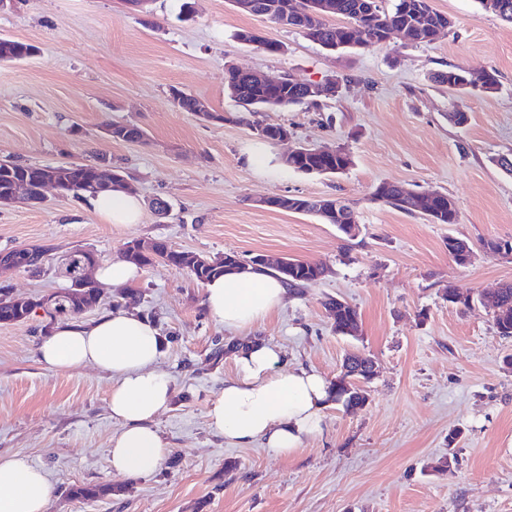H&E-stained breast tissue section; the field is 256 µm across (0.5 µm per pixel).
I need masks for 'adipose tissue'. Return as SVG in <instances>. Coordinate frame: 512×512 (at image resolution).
<instances>
[{
	"label": "adipose tissue",
	"mask_w": 512,
	"mask_h": 512,
	"mask_svg": "<svg viewBox=\"0 0 512 512\" xmlns=\"http://www.w3.org/2000/svg\"><path fill=\"white\" fill-rule=\"evenodd\" d=\"M93 204L118 232L139 223L142 214L139 198L131 193L100 197ZM287 297L286 284L263 269L229 272L205 285L209 313L237 331L253 328ZM162 348L155 322L127 310L89 322H56L39 345V357L48 368L71 371L92 366L111 375L109 409L121 424L109 449L117 474H153L170 452L154 426L172 397L170 379L157 367ZM234 362L236 377L226 381L209 403L214 430L239 445L263 441L282 455L320 432L329 399V384L322 376L280 369L279 353L259 340L242 345ZM52 493L42 469L19 457H0V512H47Z\"/></svg>",
	"instance_id": "obj_1"
}]
</instances>
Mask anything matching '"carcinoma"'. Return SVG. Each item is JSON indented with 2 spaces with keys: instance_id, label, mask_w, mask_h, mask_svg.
Listing matches in <instances>:
<instances>
[{
  "instance_id": "cac0c4a2",
  "label": "carcinoma",
  "mask_w": 512,
  "mask_h": 512,
  "mask_svg": "<svg viewBox=\"0 0 512 512\" xmlns=\"http://www.w3.org/2000/svg\"><path fill=\"white\" fill-rule=\"evenodd\" d=\"M264 4L260 15L272 23L282 27H296L298 23L292 21V15L286 13L285 6L289 0H258ZM332 10L327 16L341 17L345 20L342 25H334L327 21L326 16L307 14L303 27L311 30L314 41L322 46L336 50L354 46L357 41L352 36L357 34V26L361 22L370 24L369 35L379 39L386 30V26L394 24L405 29L409 36V45L421 46L433 43L444 27L450 24L448 17L435 11L430 0H393L391 8L385 9L380 0H327ZM39 48L33 44L24 43L9 38L0 37V60L10 61L14 58L38 53ZM470 74L465 70L454 67L437 76L441 83L449 87H469ZM227 87L235 90L236 102L251 112H261L286 108L292 104L313 103L315 98L307 95V90L287 80L279 85H270L256 76L253 72L239 67L228 69L226 74ZM112 130V138L124 142H136L143 138L140 128L121 123L108 125ZM352 163L350 155H337L323 157L316 153H308L301 160H288L285 165L297 172L305 174H335L344 171ZM99 162L75 163L70 167L59 166L62 175L60 179L66 188V193L78 198L93 199L99 195L112 191L128 190V182L122 178L112 187L103 190H90L87 185L96 179V168ZM47 170L45 166L20 165L9 161L0 162V204L8 203L14 183L18 180L36 182ZM415 193L394 183H381L374 191V198L384 200V203L404 212H412ZM336 203L334 198L311 199L307 197H293V206L289 210L310 212L317 205L323 204V220L327 224H334L347 238L353 235L343 227L341 219L336 216L330 205ZM441 209L433 216L438 224H454L457 220L458 207L456 202L443 193L439 196ZM140 242H128V248L121 253L125 261L139 266H154L160 264L177 272L185 271L196 282L204 284L212 277L222 273V270L193 263L195 253L172 249L167 242L158 240L148 251L139 250ZM17 269L30 274L42 272L40 247H20L5 253ZM247 268H263L280 277L288 287H298L304 283L318 279L324 269L318 264L309 261H295L288 274L279 272L274 265L267 262L265 256L256 255L247 260ZM57 302L44 307V316L54 323L62 319H75L83 312L95 307L99 303L98 296L91 289H76L71 286L56 293ZM498 301L501 312L494 314V324L498 332L507 337L512 336V283L500 288ZM39 306L36 300L16 297L10 292H0V324H15L23 322L30 317L31 310ZM324 307L332 319V326L337 334H344V329L358 327L359 314L357 309L344 301L328 299ZM369 356L362 353H351L343 362L351 371L361 374L367 371L370 364ZM330 401L340 403L345 408H361L367 403V393L363 389L352 386L343 378H336L331 384ZM112 493V487L107 485L81 484L73 485L67 489V496L74 500H93Z\"/></svg>"
}]
</instances>
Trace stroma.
<instances>
[{"instance_id":"stroma-1","label":"stroma","mask_w":512,"mask_h":512,"mask_svg":"<svg viewBox=\"0 0 512 512\" xmlns=\"http://www.w3.org/2000/svg\"><path fill=\"white\" fill-rule=\"evenodd\" d=\"M191 10H184V2ZM451 21L427 46L385 42L331 52L301 32L239 12L231 0H7L0 36L34 44L37 56L0 62V160L55 166L104 159L124 171L142 220L116 232L91 200L50 196L47 205H0V253L46 244L63 255L119 259L132 240L167 241L210 257L279 255L324 266L290 291L284 306L248 331L224 328L188 273L146 266L130 285L132 308L155 320L167 345L157 363L173 382L155 425L170 454L151 476L126 477L109 463L118 429L108 408L112 379L94 367L57 372L37 346L42 314L0 324V456L25 458L49 475L47 512H512V337L495 328L490 303L512 282V255L483 247L512 242V24L476 0H431ZM242 29L282 44L269 53L242 44ZM316 82L337 96L279 111L248 112L230 96L228 65ZM452 67L493 73L496 91L461 92L435 82ZM181 90L223 121L176 105ZM467 113L466 125L449 113ZM288 127L289 141L259 140L255 122ZM112 123L145 131L140 142L107 136ZM340 147L352 163L308 175L282 157L302 146ZM383 182L453 197L458 220L430 222L375 201ZM273 195L333 197L360 226L347 239L318 217L261 207ZM468 240L467 264L448 253ZM55 265L40 276L0 273V288L36 299L65 287ZM469 295L454 305L449 287ZM341 298L359 313L358 336H339L324 308ZM260 339L283 368L335 381L355 350L376 362L363 408L332 403L323 429L295 452L262 442L241 448L214 432L207 409L236 376L226 344ZM456 441H449L450 433ZM111 485L115 494L78 501L72 485Z\"/></svg>"}]
</instances>
